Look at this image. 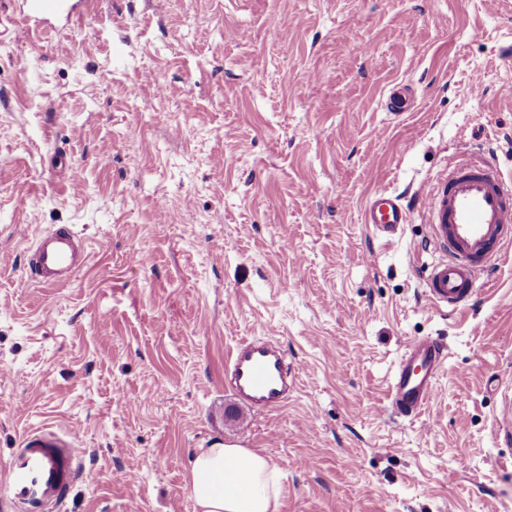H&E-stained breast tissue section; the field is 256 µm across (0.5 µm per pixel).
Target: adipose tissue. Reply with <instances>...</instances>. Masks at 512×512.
Here are the masks:
<instances>
[{"instance_id": "adipose-tissue-1", "label": "adipose tissue", "mask_w": 512, "mask_h": 512, "mask_svg": "<svg viewBox=\"0 0 512 512\" xmlns=\"http://www.w3.org/2000/svg\"><path fill=\"white\" fill-rule=\"evenodd\" d=\"M194 512H278L277 468L257 452L216 441L199 449L191 468Z\"/></svg>"}]
</instances>
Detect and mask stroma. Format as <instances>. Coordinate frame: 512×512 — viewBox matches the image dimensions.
<instances>
[{"label":"stroma","instance_id":"1","mask_svg":"<svg viewBox=\"0 0 512 512\" xmlns=\"http://www.w3.org/2000/svg\"><path fill=\"white\" fill-rule=\"evenodd\" d=\"M14 13L0 0V475L47 428L81 465L62 512H194L214 441L278 467L279 512H512V254L438 311L421 205L460 158L512 180V0H96L41 32ZM382 190L409 213L388 242L364 223ZM59 224L90 261L35 285ZM266 335L302 367L272 413L224 380ZM421 336L447 358L409 420L387 391Z\"/></svg>","mask_w":512,"mask_h":512}]
</instances>
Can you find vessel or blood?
<instances>
[{
	"label": "vessel or blood",
	"mask_w": 512,
	"mask_h": 512,
	"mask_svg": "<svg viewBox=\"0 0 512 512\" xmlns=\"http://www.w3.org/2000/svg\"><path fill=\"white\" fill-rule=\"evenodd\" d=\"M16 22L30 30L61 15H73V0H18ZM432 215L430 244L446 250L425 280V296L436 307L456 313L479 294L494 262L512 248V183L485 164H456L434 192L422 195ZM364 221L390 239L407 222V211L391 192L378 193ZM89 258L85 238L61 225L39 233L31 250L28 276L42 285H64ZM444 347L430 337L411 340L393 374L389 409L412 418L435 397L436 377L445 361ZM231 389L250 408L268 412L287 406L298 387L299 368L288 362L279 344L252 336L236 345L224 362ZM69 442L51 432L25 436L6 465L5 485L14 512H55L79 472Z\"/></svg>",
	"instance_id": "b4317fda"
}]
</instances>
